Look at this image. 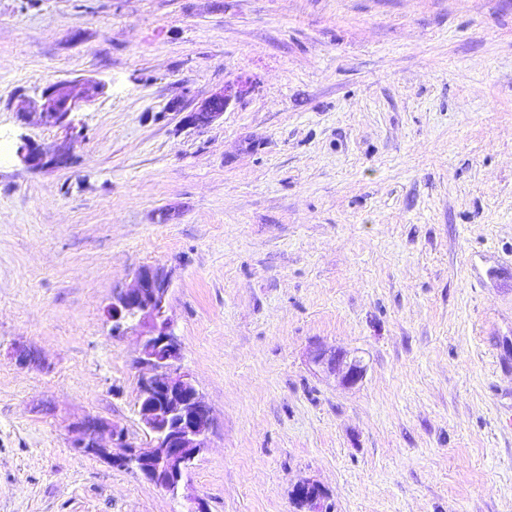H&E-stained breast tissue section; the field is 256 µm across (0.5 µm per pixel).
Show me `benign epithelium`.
I'll return each instance as SVG.
<instances>
[{
    "label": "benign epithelium",
    "instance_id": "benign-epithelium-1",
    "mask_svg": "<svg viewBox=\"0 0 512 512\" xmlns=\"http://www.w3.org/2000/svg\"><path fill=\"white\" fill-rule=\"evenodd\" d=\"M252 86L249 77L224 86L186 113L184 123L199 129L209 127L224 115L232 100L247 94ZM101 91L99 83L88 79L50 85L34 108L44 124L60 130L73 145L81 136L76 114ZM18 154L34 170L65 166L69 161L66 151L49 155L24 146ZM170 285L165 268L142 266L135 272L131 286L113 291L104 308L113 333L135 331L140 339L137 364L142 376L137 413L146 444L133 441L119 424L96 415H86L69 428L75 434L72 447L114 466L134 468L147 481L176 496L189 486L190 470L208 445L213 418L191 374L181 366L182 344L168 315ZM313 360L347 386L358 384L366 374L361 357L340 349H319ZM295 494L313 505L314 512H322L318 501L323 494L318 485L302 482L296 485Z\"/></svg>",
    "mask_w": 512,
    "mask_h": 512
}]
</instances>
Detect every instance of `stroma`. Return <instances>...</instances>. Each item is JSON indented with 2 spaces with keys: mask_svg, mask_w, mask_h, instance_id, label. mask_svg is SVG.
Instances as JSON below:
<instances>
[{
  "mask_svg": "<svg viewBox=\"0 0 512 512\" xmlns=\"http://www.w3.org/2000/svg\"><path fill=\"white\" fill-rule=\"evenodd\" d=\"M80 78L70 165L27 168L63 139L34 101ZM488 262L512 267V0H0V512H181L70 446L87 414L146 440L139 339L104 316L146 265L212 412L210 512H308L305 480L328 512H512ZM253 86L250 77H240L235 83L225 85L222 90L212 94L191 112H186L184 123L194 128H207L224 115V111L233 99L241 98ZM313 360L347 386L357 385L366 374V365L361 357L340 349H319Z\"/></svg>",
  "mask_w": 512,
  "mask_h": 512,
  "instance_id": "obj_1",
  "label": "stroma"
}]
</instances>
